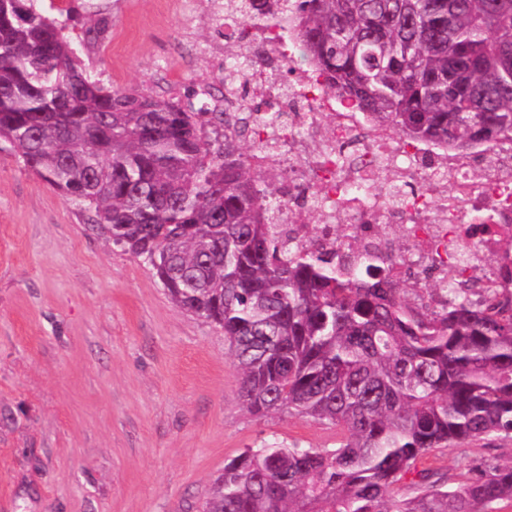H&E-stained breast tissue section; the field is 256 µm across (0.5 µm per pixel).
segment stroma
<instances>
[{
	"label": "stroma",
	"mask_w": 512,
	"mask_h": 512,
	"mask_svg": "<svg viewBox=\"0 0 512 512\" xmlns=\"http://www.w3.org/2000/svg\"><path fill=\"white\" fill-rule=\"evenodd\" d=\"M104 85L210 76L186 41L221 43L220 24L185 27L175 0H40ZM332 448L334 427L255 414L239 396L224 331L176 307L148 265L109 244L0 151V512H199L225 461L265 444ZM475 460L512 461V437L436 448L418 466L455 486Z\"/></svg>",
	"instance_id": "stroma-1"
}]
</instances>
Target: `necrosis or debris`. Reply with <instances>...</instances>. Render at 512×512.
<instances>
[{
	"mask_svg": "<svg viewBox=\"0 0 512 512\" xmlns=\"http://www.w3.org/2000/svg\"><path fill=\"white\" fill-rule=\"evenodd\" d=\"M262 69L224 95L230 129L249 113L253 161L279 169L296 197L280 222L299 248L362 256L403 254L401 273H430L474 296L505 291L501 243L512 236V140L464 149L413 141L374 124L298 61L297 20L278 13L256 27ZM275 116L263 122V114Z\"/></svg>",
	"mask_w": 512,
	"mask_h": 512,
	"instance_id": "4bbe7bcc",
	"label": "necrosis or debris"
}]
</instances>
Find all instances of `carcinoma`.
Here are the masks:
<instances>
[{"mask_svg":"<svg viewBox=\"0 0 512 512\" xmlns=\"http://www.w3.org/2000/svg\"><path fill=\"white\" fill-rule=\"evenodd\" d=\"M38 0H0V151L92 213L181 309L224 330L239 394L343 434L224 463L200 512H483L512 499V462L448 489L434 448L512 434V299L434 292L381 267L285 248L277 174L239 151L224 112L91 78ZM299 39L329 86L404 136L512 138V0H298ZM241 23L269 15L243 0ZM501 274L512 277V238ZM413 476L418 494L393 496Z\"/></svg>","mask_w":512,"mask_h":512,"instance_id":"cac0c4a2","label":"carcinoma"}]
</instances>
